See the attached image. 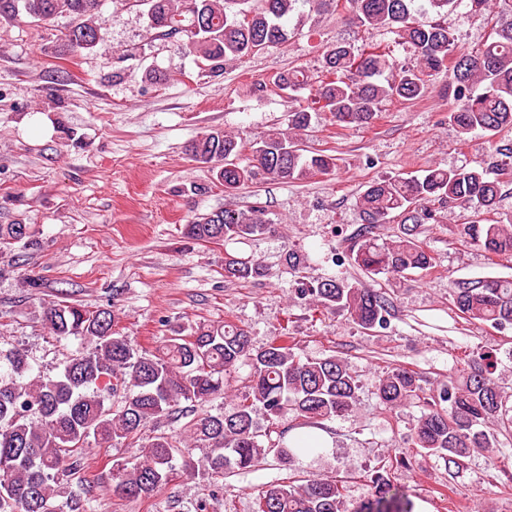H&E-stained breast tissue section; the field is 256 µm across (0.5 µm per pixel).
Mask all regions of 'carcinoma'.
Masks as SVG:
<instances>
[{
    "label": "carcinoma",
    "instance_id": "cac0c4a2",
    "mask_svg": "<svg viewBox=\"0 0 512 512\" xmlns=\"http://www.w3.org/2000/svg\"><path fill=\"white\" fill-rule=\"evenodd\" d=\"M300 0H263L251 22L243 21L249 0H147L151 20L162 35L177 39L181 49L215 66L286 44V20ZM316 9L345 11L362 27L383 29L408 45L415 65L400 66L378 46L357 48L338 41L323 52L324 77L312 86L309 100L290 114L288 131L271 133L250 146L238 136L212 131L189 146L200 163H219L217 178L231 193L257 177L279 182L331 175L337 158L305 149L301 135L312 113L328 112L336 125L366 126L385 100L422 98L430 78L444 77L451 107L448 122L461 141L475 131L495 135L512 129V22L499 25L495 36L471 52L455 50L454 36L439 17L457 12L466 18L493 8L512 13V0H306ZM20 12L36 22L58 15L76 19L61 38V52L77 55L105 43L100 0H0V15ZM433 12L435 21H424ZM308 77L290 70L278 86L296 92ZM503 180L482 167L445 169L432 166L418 178L391 177L366 185L357 196L364 224L352 238L354 264L368 277L398 279L429 271L435 258L419 238L418 226L437 220L435 205L471 209L477 220L464 235L491 260L512 257V223L489 218L501 197ZM402 218L400 232L383 239L379 224ZM274 231L264 209L226 208L196 216L186 226L195 241H231ZM29 224H0V248L21 243L32 246ZM227 277L249 280L266 270L258 263L230 259ZM325 309L341 311L361 328L387 324L392 303L373 288L334 277L300 289ZM454 304L465 319L502 328L512 324V280L500 277L458 279ZM42 321L51 335L83 341L84 347L65 361L56 374L33 373L24 350L0 354V512H60L54 505L53 483L59 476L81 478L92 446L118 441L139 444L132 466L115 464L98 477L99 487L119 498H151L170 481L173 461L213 480L228 470L254 467L265 455L267 429L254 418L262 407L269 422L290 410L305 421L341 416L355 406L359 385L339 355L303 360L295 343L279 336L266 346L253 347L238 325H202L191 336H172L155 348L134 345L116 330L118 317L110 308L92 310L58 301L43 307ZM252 368L248 394L224 415L197 414L180 407L224 394L226 377L237 365ZM469 372L448 378L438 400L429 405L413 432L414 444L426 454L460 467L476 450L498 451V435L512 432V409L492 378L494 362L483 353L468 355ZM416 373L394 367L378 382L377 395L389 409L419 397ZM121 397L113 409L112 398ZM187 419L177 434L159 433L139 442L144 425L159 418ZM206 449L200 461L193 450ZM315 449L302 441L277 443V457L291 463ZM374 497L349 508L343 486L335 478L309 479L303 485L282 482L255 498L254 512H413L407 493L388 476L376 473Z\"/></svg>",
    "mask_w": 512,
    "mask_h": 512
}]
</instances>
